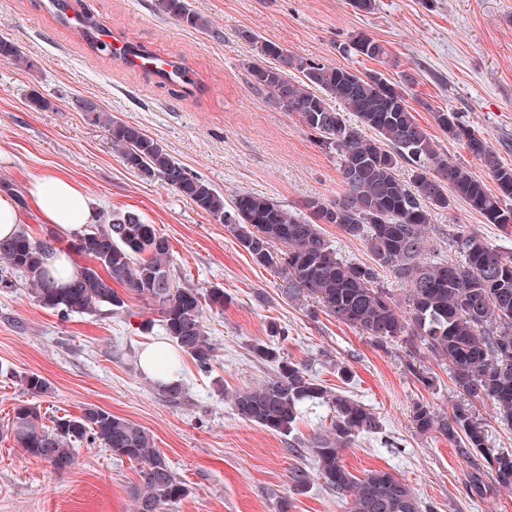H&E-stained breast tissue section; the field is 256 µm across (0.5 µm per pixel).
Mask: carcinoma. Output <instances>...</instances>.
Segmentation results:
<instances>
[{
  "mask_svg": "<svg viewBox=\"0 0 512 512\" xmlns=\"http://www.w3.org/2000/svg\"><path fill=\"white\" fill-rule=\"evenodd\" d=\"M159 8L183 25L202 31L210 20L195 13L188 0H159ZM81 34L98 48L96 22L77 19ZM241 37L256 55L244 64L251 87L280 109L298 116L320 145L337 155L342 193L329 202L310 200L309 215L288 212L277 201L241 191L224 203V195L176 161L139 126L97 111L88 100L76 101L82 112H95L108 130L112 149L125 166L147 178L157 177L200 210L225 224L252 260L274 270L291 297H312L340 321L384 345L409 334L448 360L452 380L470 402H489L499 419L512 425V255L475 233L458 232L452 247L459 262L430 261L425 228L432 214L461 200L487 224L512 228V166L459 114L437 111L434 121L449 139L465 146L483 167L477 175L448 160L417 122L406 91L380 71L359 72L315 62L250 32ZM288 56H283V53ZM346 52L378 59L384 47L361 33ZM0 60L30 69L33 63L9 40L0 39ZM301 77H293V72ZM336 101L340 109L330 105ZM357 117L351 124L347 114ZM373 132L372 136L365 131ZM409 166L408 179L397 174L398 162ZM358 171L351 183L346 175ZM493 180L491 191L485 178ZM334 224L350 237L364 239L372 263L347 262L322 230ZM56 239L31 235L27 229L0 239V290L25 280L39 306L63 317L92 315L125 306L119 290L154 306L167 336L205 371L216 348L205 330L204 312L224 309V289L202 290L181 282L172 272L169 241L136 212L114 215L107 223L86 227L71 248L85 262L76 265L63 285L43 269V256ZM388 269L407 285L401 308L380 281ZM255 356L273 364L270 377L238 391L235 413L271 432L291 433L300 406L322 401L332 409L328 431L308 442L315 472L290 471L296 492L317 478L347 502V512H425L426 506L395 474L383 469L357 477L342 461V451L361 433H374L379 420L367 405L333 392L303 367L267 343L253 346ZM32 397L48 393L49 381L31 372L22 379ZM412 421L420 433L437 431L461 450L481 457L495 482L512 488V454L492 447L481 423L459 405L446 415L418 402ZM10 431L16 445L62 474L77 463L84 444H97L118 458L139 464L136 512H164L188 494V487L155 448L152 436L136 422L97 406L78 416L65 415L53 425L43 422L40 405L24 401L13 408Z\"/></svg>",
  "mask_w": 512,
  "mask_h": 512,
  "instance_id": "cac0c4a2",
  "label": "carcinoma"
}]
</instances>
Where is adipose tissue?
<instances>
[{
	"label": "adipose tissue",
	"mask_w": 512,
	"mask_h": 512,
	"mask_svg": "<svg viewBox=\"0 0 512 512\" xmlns=\"http://www.w3.org/2000/svg\"><path fill=\"white\" fill-rule=\"evenodd\" d=\"M27 193L42 222L53 225L63 237H73L95 220L82 187L67 177L56 174L35 176L27 185Z\"/></svg>",
	"instance_id": "ef3b65f1"
}]
</instances>
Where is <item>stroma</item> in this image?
I'll return each mask as SVG.
<instances>
[{
	"label": "stroma",
	"instance_id": "obj_1",
	"mask_svg": "<svg viewBox=\"0 0 512 512\" xmlns=\"http://www.w3.org/2000/svg\"><path fill=\"white\" fill-rule=\"evenodd\" d=\"M68 2L94 16L104 40L121 37L156 58L182 63L189 82L163 85L154 73L93 50L74 28L56 21L48 0H0V38L33 63L24 69L0 61V188L20 192L36 175L69 176L99 216L138 212L168 238L176 276L195 288L223 289L226 298L223 310L206 313L216 347L211 369L200 371L182 358L184 396L172 402L138 364L145 347L166 339L152 306L131 295L123 310L65 319L40 307L25 286L0 291V512H133L136 462L84 445L77 464L58 475L7 436L14 406L28 397L21 379L29 372L50 383L39 399L46 416H75L95 405L152 435L189 487L166 512H345L344 500L320 480L299 493L288 479L293 466H312L307 442L327 429V404L302 405L286 436L233 409L235 391L271 375V364L252 353L254 344L268 340L309 375L379 416V433L359 435L342 452L353 474L391 471L432 512H512V489L485 474L479 456L413 425L414 403L444 412L466 403L447 361L419 339L381 345L315 300L287 297L278 274L255 264L223 223L158 178L128 170L97 113L73 106L86 98L101 112L138 125L225 199L258 192L292 213L303 212L310 199H335L342 180L334 155L296 115L249 86L243 64L255 49L240 37L247 30L325 64L382 71L403 85L440 152L479 174L480 162L448 139L433 113H459L512 165V0H431L427 8L422 0H376L368 12L349 0H190L210 20L209 33L161 14L157 0ZM360 33L384 45V60L344 52ZM35 92L52 110L30 108ZM459 231L512 254V232L483 223L459 201L430 224L427 259H458L451 237ZM145 321L153 325L146 334L139 330ZM272 322L287 328V338H269ZM341 363L350 367L351 381L339 378ZM469 406L491 444L512 451V427L500 423L494 407ZM477 477L479 496L470 491Z\"/></svg>",
	"mask_w": 512,
	"mask_h": 512
}]
</instances>
